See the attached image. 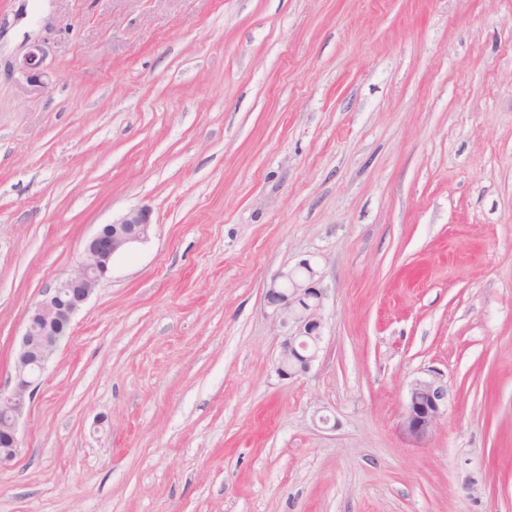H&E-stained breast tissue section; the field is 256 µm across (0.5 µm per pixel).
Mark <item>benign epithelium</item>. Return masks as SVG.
I'll return each instance as SVG.
<instances>
[{
  "mask_svg": "<svg viewBox=\"0 0 512 512\" xmlns=\"http://www.w3.org/2000/svg\"><path fill=\"white\" fill-rule=\"evenodd\" d=\"M40 52L41 46H34L19 64L32 83L41 78ZM151 226V211L138 208L101 227L85 243L75 269L45 289L42 298L30 309L13 355V388L7 395L0 392V468L11 465L20 453V419L48 362L68 335L74 314L106 278L114 256L146 241ZM265 299L274 323L283 330L276 361L278 376L291 379L308 373L323 338L326 299L311 261L305 258L279 271L270 281ZM447 408L448 386L434 378L418 379L409 388L403 430L414 438H422L434 430Z\"/></svg>",
  "mask_w": 512,
  "mask_h": 512,
  "instance_id": "obj_1",
  "label": "benign epithelium"
}]
</instances>
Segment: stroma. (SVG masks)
<instances>
[{
	"label": "stroma",
	"instance_id": "1",
	"mask_svg": "<svg viewBox=\"0 0 512 512\" xmlns=\"http://www.w3.org/2000/svg\"><path fill=\"white\" fill-rule=\"evenodd\" d=\"M142 207L0 512H512V0H0V385ZM304 258L324 337L283 379L265 291ZM448 408V386L438 379H418L408 392L403 430L414 438L428 435Z\"/></svg>",
	"mask_w": 512,
	"mask_h": 512
}]
</instances>
